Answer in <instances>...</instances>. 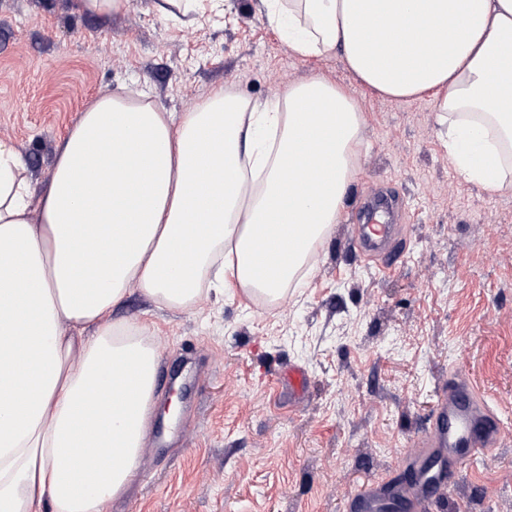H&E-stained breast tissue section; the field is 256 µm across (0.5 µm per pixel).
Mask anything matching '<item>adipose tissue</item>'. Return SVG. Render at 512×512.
I'll return each instance as SVG.
<instances>
[{
  "label": "adipose tissue",
  "instance_id": "obj_1",
  "mask_svg": "<svg viewBox=\"0 0 512 512\" xmlns=\"http://www.w3.org/2000/svg\"><path fill=\"white\" fill-rule=\"evenodd\" d=\"M261 4L296 52L341 53L382 95L437 91L454 168L512 188V0ZM361 137L350 96L315 77L273 104L218 90L176 123L104 94L41 191L0 143V512H105L139 467L157 368L143 327L113 308L133 287L181 311L204 288L273 301L303 287ZM298 157L317 179L291 176Z\"/></svg>",
  "mask_w": 512,
  "mask_h": 512
}]
</instances>
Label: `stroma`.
<instances>
[{
  "mask_svg": "<svg viewBox=\"0 0 512 512\" xmlns=\"http://www.w3.org/2000/svg\"><path fill=\"white\" fill-rule=\"evenodd\" d=\"M320 77L364 121L353 180L304 287L276 301L242 290L201 295L189 311L131 290L113 319L147 330L159 363L185 347L170 444L145 445L108 512H348L372 481L401 476L438 388L460 369L512 430V189L484 192L452 166L432 94L391 98L357 81L337 54L303 56L258 11L226 0L184 25L152 0L112 16L80 0H0V141L43 188L60 141L106 91L144 94L181 114L211 91L272 101ZM404 202L393 274L353 235L367 193ZM305 367L303 399L276 382ZM432 512H512V437L476 462Z\"/></svg>",
  "mask_w": 512,
  "mask_h": 512,
  "instance_id": "1",
  "label": "stroma"
}]
</instances>
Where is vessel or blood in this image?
<instances>
[{"label": "vessel or blood", "mask_w": 512, "mask_h": 512, "mask_svg": "<svg viewBox=\"0 0 512 512\" xmlns=\"http://www.w3.org/2000/svg\"><path fill=\"white\" fill-rule=\"evenodd\" d=\"M397 227L378 225L376 233L360 232L359 238L370 252H383L384 273L395 264L392 249ZM499 417L474 389L466 374L449 375L426 427L406 452V476L394 487L376 484L355 494L349 512H378L382 499L397 494L408 512H429L432 502L442 498L455 483L461 464L484 457L503 440Z\"/></svg>", "instance_id": "obj_1"}]
</instances>
